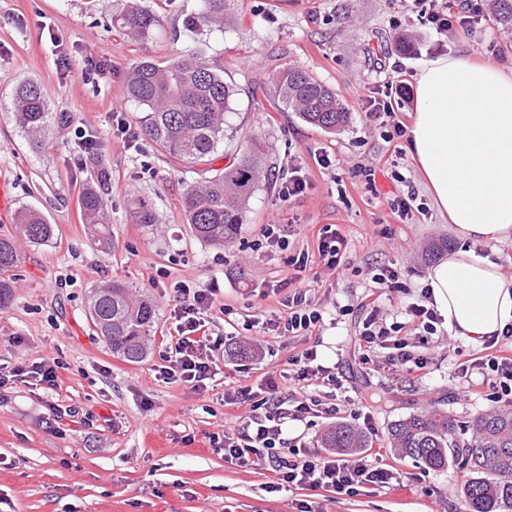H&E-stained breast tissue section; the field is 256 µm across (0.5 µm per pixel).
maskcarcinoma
I'll list each match as a JSON object with an SVG mask.
<instances>
[{"instance_id": "carcinoma-1", "label": "carcinoma", "mask_w": 512, "mask_h": 512, "mask_svg": "<svg viewBox=\"0 0 512 512\" xmlns=\"http://www.w3.org/2000/svg\"><path fill=\"white\" fill-rule=\"evenodd\" d=\"M197 11L187 16L185 30L221 31L224 18L236 0H198ZM492 18L512 30V0H492ZM159 25V17L142 0H125L112 15V26L145 41ZM128 101L142 109L139 123L145 135L170 162L187 169L213 160L224 144L226 117L233 110L234 87L224 82V64L199 51L181 54L160 65L152 60L134 64L126 76ZM277 105L298 114L305 123L333 132L348 119L336 95L308 71L287 65L272 76ZM12 112L22 131L37 140L53 123L68 117L49 111L48 93L34 81L20 84L12 100ZM267 174L262 149L251 142L232 163L210 177L195 181L182 199L186 223L198 239L222 245L243 221L262 178ZM107 179L103 172L81 197V218L96 249L112 252V228L108 211ZM19 233L28 242L42 245L54 234L44 214L25 208L18 214ZM19 260L15 239L0 237V307L12 300V285L5 277ZM88 312L96 332L112 353L130 363L142 361L154 333L156 309L139 297L133 287L108 281L94 289ZM458 423L448 413L432 408L392 423L388 429L391 448L416 459L430 469H442L455 460L468 473L462 494L464 512H501L512 509V412L479 413L468 424L470 442L460 444ZM372 441L355 426L339 422L321 438V447L354 454Z\"/></svg>"}]
</instances>
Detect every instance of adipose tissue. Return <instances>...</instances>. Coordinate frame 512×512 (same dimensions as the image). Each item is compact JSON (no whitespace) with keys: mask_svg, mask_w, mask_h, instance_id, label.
<instances>
[{"mask_svg":"<svg viewBox=\"0 0 512 512\" xmlns=\"http://www.w3.org/2000/svg\"><path fill=\"white\" fill-rule=\"evenodd\" d=\"M415 82L407 150L466 244L427 284L452 334L479 343L512 323V278L476 252L512 239V68L441 56Z\"/></svg>","mask_w":512,"mask_h":512,"instance_id":"adipose-tissue-1","label":"adipose tissue"}]
</instances>
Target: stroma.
I'll use <instances>...</instances> for the list:
<instances>
[{
  "mask_svg": "<svg viewBox=\"0 0 512 512\" xmlns=\"http://www.w3.org/2000/svg\"><path fill=\"white\" fill-rule=\"evenodd\" d=\"M145 3L160 24L148 41L135 42L111 23L124 0H0V182L9 196L0 210V236L18 237L17 215L30 206L55 229L45 244L19 245V262L10 272L13 300L0 309V363L62 360L66 369L52 404L76 405L93 415L89 427L56 419L51 404L23 385L0 396V512H300L306 504L314 512H463L465 474L456 463L433 470L401 457L390 448L387 429L436 406L462 423L458 439L469 442L466 422L488 406L458 396L454 368L484 355L483 346L450 336L438 324L427 344L414 348L430 359L427 375L417 379L390 374L383 349L361 364L351 341L377 268L397 269L407 285L384 303L387 322H402L407 305L420 301L428 270L463 242L440 215L405 138L388 139L386 126L367 121L360 107L397 74V64V75L411 89L422 65L442 55L512 63V36L489 19L470 32L438 34L412 0H236L223 30L196 35L185 31L183 21L197 0ZM195 48L223 61L224 79L237 95L222 156L192 173L173 167L145 135L125 148L114 115L129 120L137 113L125 93L132 65L145 58L163 63ZM90 57L103 65L92 83L81 74ZM289 64L336 93L350 113L347 125L329 133L296 113L272 109L270 77ZM27 80L48 90L52 111L71 117L66 126L49 127L38 146L10 110L15 87ZM79 127L95 136L94 158L79 143ZM252 139L263 147L270 175L233 239L207 244L184 218L183 193ZM321 152L329 154L331 166L316 163ZM96 165L110 179L108 255L86 236L78 208ZM364 166L375 168L376 190L357 175ZM291 167L306 172L309 188L285 201L280 178ZM409 188L425 211L406 226L390 203ZM142 204L154 210L155 224L134 223L132 212ZM267 224L288 229L287 249L260 246ZM326 224L346 235L348 253L342 270L322 269L306 282L323 314L318 338L243 332L237 316H278L280 305L267 288L288 277L289 254L313 247ZM106 280L136 286L157 306L154 339L141 363L113 356L88 317V296ZM180 281L222 289L235 317L212 310L217 330L227 339L245 334L254 348L245 360L220 358L229 377L203 394L155 376ZM12 336L22 337V344L9 345ZM312 345L342 382L337 397L362 399L373 417V445L383 448L402 484L354 497L294 488L271 493L261 471L231 466L211 447V434L234 428L248 414L244 406L225 407V386H257L264 373L286 368L289 354Z\"/></svg>",
  "mask_w": 512,
  "mask_h": 512,
  "instance_id": "obj_1",
  "label": "stroma"
}]
</instances>
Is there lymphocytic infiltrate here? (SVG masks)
<instances>
[{
    "label": "lymphocytic infiltrate",
    "instance_id": "lymphocytic-infiltrate-1",
    "mask_svg": "<svg viewBox=\"0 0 512 512\" xmlns=\"http://www.w3.org/2000/svg\"><path fill=\"white\" fill-rule=\"evenodd\" d=\"M426 20L438 33H447L452 27L469 31L478 27L484 17L479 0H466L462 10L452 11L449 0H415ZM348 249L346 236L335 225L327 224L317 233V254L309 256L301 251L288 258L293 273L270 289L284 308L283 316L274 320H260L246 316V330L261 328L270 336L316 335L323 315L318 303L303 289L306 272L315 264L327 269H342ZM178 303L174 309L177 321L175 332L165 346L166 364L159 371L161 380L189 386L197 393L207 391L218 371L215 354L224 346L223 336L213 334L209 311L214 307L215 289L193 288L180 282L175 287ZM422 303L406 308L408 323L424 336L437 331L439 315L429 288H422ZM362 327L354 338L362 363H370L376 349H389L387 365L390 372L425 373L429 360L409 349L407 338L401 332L408 323H386L378 299L364 306ZM497 337L485 339V356L459 363L455 374L462 381L472 375H481L488 381L484 395L492 408L512 410V348L499 344ZM63 368L61 361L41 357L36 361L4 368L0 365V389L8 390L17 384L31 386L49 394L59 385ZM340 381L331 367L318 361L316 348L288 358L287 369L279 374H265L259 389L240 387L224 391V403L237 406L249 403L251 413L234 430L224 434V460L239 468L259 469L268 474L267 487L271 491L284 488L322 489L339 495L356 496L363 489L385 487L392 479L391 470L381 467L371 451H364L354 459L325 456L306 448H287L283 429L287 422L303 421L320 415L336 416L339 404L322 400L321 388L339 386Z\"/></svg>",
    "mask_w": 512,
    "mask_h": 512
}]
</instances>
